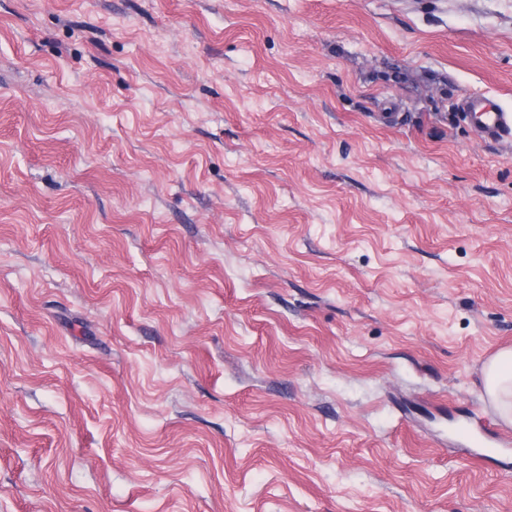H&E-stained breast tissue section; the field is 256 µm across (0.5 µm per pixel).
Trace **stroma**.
Wrapping results in <instances>:
<instances>
[{
    "label": "stroma",
    "instance_id": "1",
    "mask_svg": "<svg viewBox=\"0 0 512 512\" xmlns=\"http://www.w3.org/2000/svg\"><path fill=\"white\" fill-rule=\"evenodd\" d=\"M473 92L512 0H0V512H512ZM484 394L492 401L500 417L512 424V349L495 354L483 368Z\"/></svg>",
    "mask_w": 512,
    "mask_h": 512
}]
</instances>
